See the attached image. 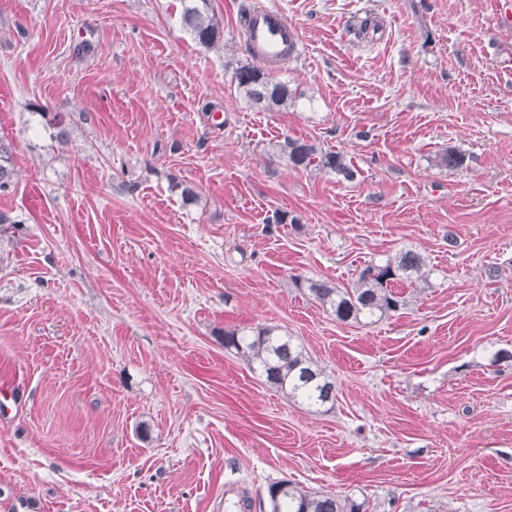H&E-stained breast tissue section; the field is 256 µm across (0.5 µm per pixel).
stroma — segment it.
<instances>
[{"label": "stroma", "mask_w": 512, "mask_h": 512, "mask_svg": "<svg viewBox=\"0 0 512 512\" xmlns=\"http://www.w3.org/2000/svg\"><path fill=\"white\" fill-rule=\"evenodd\" d=\"M265 2L301 40L273 112L234 79L250 0H211L214 49L182 0H0V512H225L228 486L270 512L281 480L367 512H512V26L492 0ZM287 137L355 178L289 168ZM451 146L464 165H434ZM404 247L431 275L389 318L340 322L308 289ZM257 326L333 407L225 349ZM182 23L184 28L203 47L216 46L221 39V26L211 10L210 0H184ZM273 327L249 331H226L224 347L244 357L264 381L286 391L291 398L325 405L336 399L334 383L317 364L302 352L289 336H280Z\"/></svg>", "instance_id": "stroma-1"}]
</instances>
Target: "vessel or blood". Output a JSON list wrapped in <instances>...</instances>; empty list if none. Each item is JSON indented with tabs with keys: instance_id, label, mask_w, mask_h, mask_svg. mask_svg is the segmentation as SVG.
I'll return each mask as SVG.
<instances>
[{
	"instance_id": "vessel-or-blood-1",
	"label": "vessel or blood",
	"mask_w": 512,
	"mask_h": 512,
	"mask_svg": "<svg viewBox=\"0 0 512 512\" xmlns=\"http://www.w3.org/2000/svg\"><path fill=\"white\" fill-rule=\"evenodd\" d=\"M240 33L251 54L270 69H278L299 55L298 29L277 8L250 7L240 17Z\"/></svg>"
}]
</instances>
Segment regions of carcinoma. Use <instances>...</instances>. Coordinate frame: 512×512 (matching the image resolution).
Returning a JSON list of instances; mask_svg holds the SVG:
<instances>
[{"mask_svg":"<svg viewBox=\"0 0 512 512\" xmlns=\"http://www.w3.org/2000/svg\"><path fill=\"white\" fill-rule=\"evenodd\" d=\"M184 28L203 47L216 46L221 26L211 10V0H186L182 12ZM236 88L249 101L268 108L288 105L292 98L288 85L274 81L258 68L241 66L234 72ZM12 144L0 137V191L12 184ZM274 154L298 169L328 168L352 179L355 171L338 152H322L314 145L286 138L274 145ZM465 156L456 148L435 155L438 167L459 168ZM430 271L425 258L416 250L402 248L393 256L370 262L351 287H332L311 281L308 290L328 307L341 322L376 323L405 305L400 293L393 291L397 281L425 282ZM224 348L244 357L250 368L264 381L292 398H302L315 405L334 403V383L317 364L305 357L300 346L289 336H280L272 327H257L249 332H224ZM267 496L271 512H363L365 503L331 493L311 492L287 480L270 484Z\"/></svg>","mask_w":512,"mask_h":512,"instance_id":"carcinoma-1","label":"carcinoma"}]
</instances>
